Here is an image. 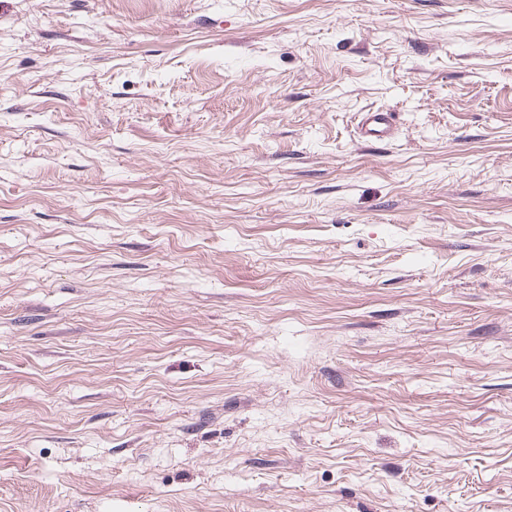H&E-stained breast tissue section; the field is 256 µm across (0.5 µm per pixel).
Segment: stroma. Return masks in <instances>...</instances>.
Returning <instances> with one entry per match:
<instances>
[{"instance_id":"obj_1","label":"stroma","mask_w":512,"mask_h":512,"mask_svg":"<svg viewBox=\"0 0 512 512\" xmlns=\"http://www.w3.org/2000/svg\"><path fill=\"white\" fill-rule=\"evenodd\" d=\"M0 512H512V0H0ZM396 112H361L357 118V135L361 142L392 139L397 131Z\"/></svg>"}]
</instances>
